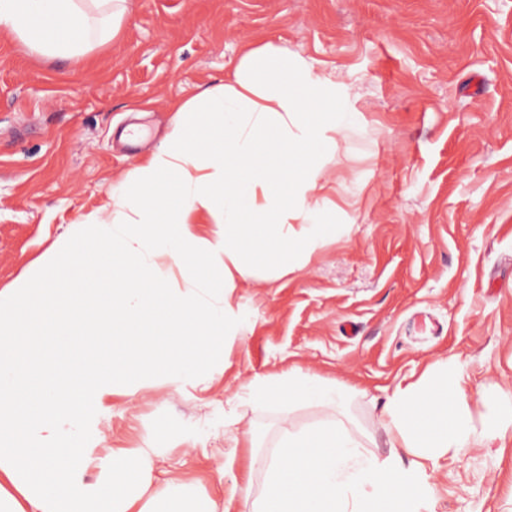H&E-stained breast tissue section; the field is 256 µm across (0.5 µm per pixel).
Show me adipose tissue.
I'll return each instance as SVG.
<instances>
[{"mask_svg":"<svg viewBox=\"0 0 512 512\" xmlns=\"http://www.w3.org/2000/svg\"><path fill=\"white\" fill-rule=\"evenodd\" d=\"M124 2L0 0V29L76 58L117 36ZM351 124L329 77L248 51L233 80L178 110L124 195L131 218L104 235L107 260L73 277L64 248L39 281L0 290V512H218L179 479L157 483L155 439L108 448L97 432L115 387L187 382L224 356L229 307L158 287L144 256L180 262L220 295L255 265L299 261L328 229L316 161ZM197 210L215 216V237L189 230Z\"/></svg>","mask_w":512,"mask_h":512,"instance_id":"obj_1","label":"adipose tissue"}]
</instances>
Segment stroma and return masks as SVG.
<instances>
[{"label":"stroma","mask_w":512,"mask_h":512,"mask_svg":"<svg viewBox=\"0 0 512 512\" xmlns=\"http://www.w3.org/2000/svg\"><path fill=\"white\" fill-rule=\"evenodd\" d=\"M118 36L45 56L0 30V290L33 278L62 240L104 249L138 167L176 110L272 46L333 78L356 121L318 164L331 228L296 267L236 277L224 360L195 384L116 389L107 446L157 437L155 474L250 512L261 461L287 432L332 418L265 409L260 379L335 384L367 455L410 464L383 425L396 386L448 362L481 435L512 415V0H126ZM142 130L129 146L121 134ZM429 512H512V437L452 448L429 469Z\"/></svg>","instance_id":"stroma-1"}]
</instances>
